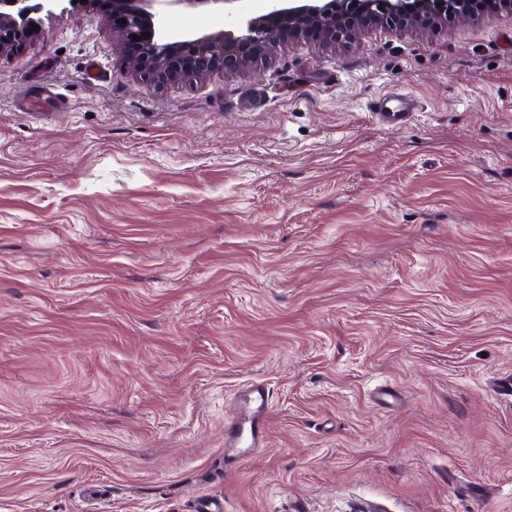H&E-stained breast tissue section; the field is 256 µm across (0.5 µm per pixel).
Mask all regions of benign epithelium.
I'll use <instances>...</instances> for the list:
<instances>
[{
    "mask_svg": "<svg viewBox=\"0 0 512 512\" xmlns=\"http://www.w3.org/2000/svg\"><path fill=\"white\" fill-rule=\"evenodd\" d=\"M119 33L131 72L154 87L198 81L217 70H244L271 58L290 35L322 44L351 38L371 24L420 27L447 19L449 0H264L259 13L232 27L173 36L171 14L208 6L226 10L238 0H87ZM57 0H0V58L19 53L32 41L33 14L52 12ZM140 40L135 41L133 37Z\"/></svg>",
    "mask_w": 512,
    "mask_h": 512,
    "instance_id": "7a95c632",
    "label": "benign epithelium"
}]
</instances>
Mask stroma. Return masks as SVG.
<instances>
[{
    "label": "stroma",
    "instance_id": "1",
    "mask_svg": "<svg viewBox=\"0 0 512 512\" xmlns=\"http://www.w3.org/2000/svg\"><path fill=\"white\" fill-rule=\"evenodd\" d=\"M38 20L0 59V512H512V14L161 89L105 16ZM371 107L391 124L404 122L412 112L421 110L420 101L416 97L399 91H390L373 100ZM246 409L224 427V442L228 448L238 447L244 443L249 449L234 455L224 453L226 468L229 459L242 462L241 456L250 453L252 448L263 444L264 421L268 413V395L260 385H252L244 395ZM247 431V437L245 432Z\"/></svg>",
    "mask_w": 512,
    "mask_h": 512
}]
</instances>
